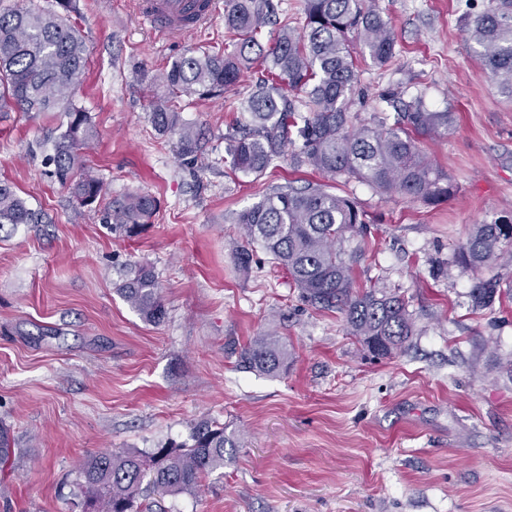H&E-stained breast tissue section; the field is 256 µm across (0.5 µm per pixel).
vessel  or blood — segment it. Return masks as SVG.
<instances>
[{
    "mask_svg": "<svg viewBox=\"0 0 512 512\" xmlns=\"http://www.w3.org/2000/svg\"><path fill=\"white\" fill-rule=\"evenodd\" d=\"M135 14L158 38L206 29L216 10L214 0H135Z\"/></svg>",
    "mask_w": 512,
    "mask_h": 512,
    "instance_id": "obj_1",
    "label": "vessel or blood"
}]
</instances>
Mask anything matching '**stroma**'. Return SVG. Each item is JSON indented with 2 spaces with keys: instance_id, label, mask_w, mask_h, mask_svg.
Returning a JSON list of instances; mask_svg holds the SVG:
<instances>
[{
  "instance_id": "stroma-1",
  "label": "stroma",
  "mask_w": 512,
  "mask_h": 512,
  "mask_svg": "<svg viewBox=\"0 0 512 512\" xmlns=\"http://www.w3.org/2000/svg\"><path fill=\"white\" fill-rule=\"evenodd\" d=\"M395 34L379 68L358 58L354 126L387 107V93L423 96L451 111L448 132L418 142L454 182L436 205L386 195L356 179L319 177L282 157L260 177L234 174L225 148L262 70L234 90L182 96L184 123L202 129L199 163L182 164L159 134L151 103L164 70L189 52L220 53L233 39L216 13L202 31L162 40L133 0H78L69 20L87 48L76 104L100 138L84 163L107 198L147 194L157 208L126 237L79 205L50 175L58 121L0 114V180L51 223L0 231V423L15 454L0 472V512H82L79 465L104 450L149 451L223 424L239 446L201 490L161 496L153 512H512V301L472 311L471 274L450 262L475 225L512 217V104L465 42L462 17L488 0H377ZM236 110H229V103ZM323 180L365 214L358 285L382 279L410 297L415 334L375 357L341 313L300 296L270 255L251 271L234 261V218L270 189ZM154 267L166 309L144 321L120 296L131 267ZM292 352L277 377L239 369L254 337Z\"/></svg>"
}]
</instances>
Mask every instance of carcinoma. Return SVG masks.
Wrapping results in <instances>:
<instances>
[{"mask_svg": "<svg viewBox=\"0 0 512 512\" xmlns=\"http://www.w3.org/2000/svg\"><path fill=\"white\" fill-rule=\"evenodd\" d=\"M274 0H226L224 24L235 34L233 50L223 55L186 54L163 73L168 96L151 104L153 123L161 134L177 137L182 160L197 162L205 151L199 132L180 120L177 99L197 93L211 95L237 86L246 65L257 58L265 75L246 101L248 128L227 147L234 173L261 175L290 145L296 161L322 174L355 178L384 193L435 204L453 194L448 176L423 156L421 138L450 130V112L430 111L420 95L392 100L394 116H375L374 124H350V95L358 82L352 39L373 64L387 66L396 39L376 0H305L302 31L279 30L273 42L260 40L262 28L275 16ZM465 41L500 94L512 101V0H490L486 9L464 18ZM87 64L84 41L74 27L51 11H0V112H60L51 176L67 187L82 206L100 201L103 184L83 167L81 151L97 139L88 113L76 97ZM301 92L305 100L289 97ZM153 197L140 194L110 204L103 223L132 237L155 211ZM52 219L30 207L14 187L0 182V230L7 224L36 226ZM235 223L242 230L238 269L250 272L251 247L258 245L281 266L301 297L319 309L344 315L351 334L368 352L387 357L406 347L415 333L405 296L384 286L355 287L358 252L348 253L349 236H367L363 213L355 201L331 193L325 185L292 183L273 189L263 200L241 211ZM512 256V219L478 224L454 253L463 272ZM143 320L156 323L165 315L159 280L152 267L139 265L117 288ZM494 278L478 279L469 292L475 311L490 309L503 295ZM291 353L279 337H255L239 355L238 366L275 377L288 370ZM10 429L0 425V467L14 454ZM237 439L222 426L202 424L190 442L151 453L104 451L83 461L73 495L83 512H133L145 477L163 493L199 489L204 475L224 468Z\"/></svg>", "mask_w": 512, "mask_h": 512, "instance_id": "carcinoma-1", "label": "carcinoma"}]
</instances>
